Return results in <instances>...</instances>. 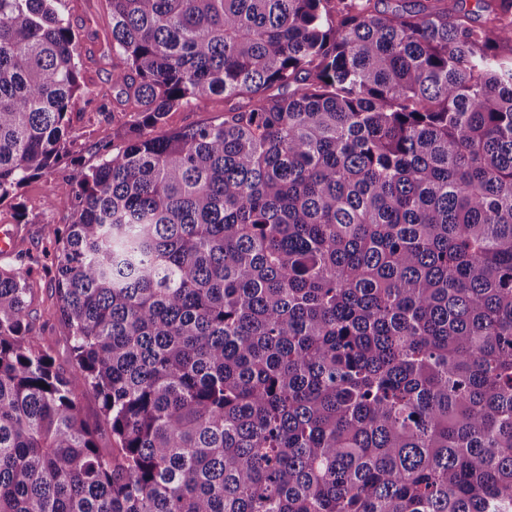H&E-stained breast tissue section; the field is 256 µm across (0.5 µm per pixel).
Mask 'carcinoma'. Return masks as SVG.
I'll list each match as a JSON object with an SVG mask.
<instances>
[{"label": "carcinoma", "mask_w": 512, "mask_h": 512, "mask_svg": "<svg viewBox=\"0 0 512 512\" xmlns=\"http://www.w3.org/2000/svg\"><path fill=\"white\" fill-rule=\"evenodd\" d=\"M380 2L108 0L70 370L0 268V512H512V0ZM61 6L0 0V203L70 157ZM224 114V95L215 96L204 109L184 106L167 116V129H179L221 118Z\"/></svg>", "instance_id": "obj_1"}]
</instances>
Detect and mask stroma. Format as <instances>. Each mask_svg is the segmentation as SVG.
Returning <instances> with one entry per match:
<instances>
[{"label": "stroma", "instance_id": "obj_1", "mask_svg": "<svg viewBox=\"0 0 512 512\" xmlns=\"http://www.w3.org/2000/svg\"><path fill=\"white\" fill-rule=\"evenodd\" d=\"M64 14L81 45L83 79L90 87L109 90L111 18L105 0H64ZM98 106V100L82 96L75 100L71 113L68 148L87 166L97 161L96 144L119 141L130 118L129 113L102 112ZM73 174L72 168L58 166L26 182L19 191L18 202L0 203V227L14 235V250L11 255H0V266L29 271L35 330L52 345L56 365L62 369L68 366L69 332L61 321L50 316L58 302L50 256L55 247L54 232L70 223L73 202L68 195L53 191L52 186Z\"/></svg>", "mask_w": 512, "mask_h": 512}]
</instances>
